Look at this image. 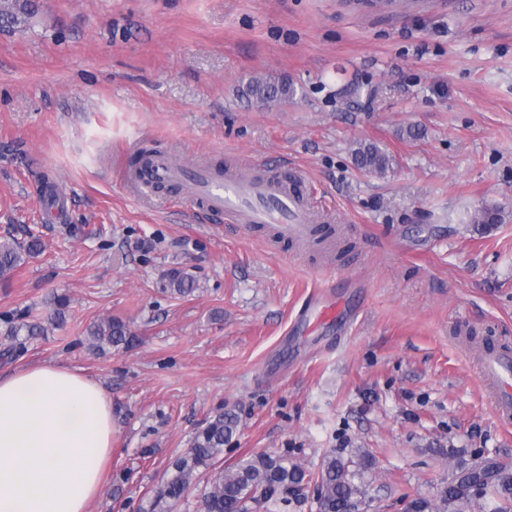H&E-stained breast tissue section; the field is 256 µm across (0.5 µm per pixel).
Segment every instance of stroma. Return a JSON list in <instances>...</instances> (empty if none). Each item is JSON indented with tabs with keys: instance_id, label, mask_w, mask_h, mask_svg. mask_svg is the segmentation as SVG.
Listing matches in <instances>:
<instances>
[{
	"instance_id": "stroma-1",
	"label": "stroma",
	"mask_w": 512,
	"mask_h": 512,
	"mask_svg": "<svg viewBox=\"0 0 512 512\" xmlns=\"http://www.w3.org/2000/svg\"><path fill=\"white\" fill-rule=\"evenodd\" d=\"M0 29V241L43 253L0 280V373L61 364L112 399V459L88 512H162L157 490L220 412L221 466L354 461L352 512H412L474 466L512 471V423L478 365L512 352V0H38ZM284 77L293 102L241 91ZM373 98L346 95L350 83ZM419 130L410 138L408 130ZM391 158L358 168L357 143ZM145 148L179 162L296 169L324 250L228 224L121 178ZM496 224H476L482 206ZM193 282L174 293L170 275ZM59 327L10 337L52 294ZM122 320L132 346L87 332ZM89 347L104 353L106 348L128 347L134 336L128 326L119 319H106L88 330Z\"/></svg>"
}]
</instances>
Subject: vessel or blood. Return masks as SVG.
I'll return each instance as SVG.
<instances>
[{
  "label": "vessel or blood",
  "mask_w": 512,
  "mask_h": 512,
  "mask_svg": "<svg viewBox=\"0 0 512 512\" xmlns=\"http://www.w3.org/2000/svg\"><path fill=\"white\" fill-rule=\"evenodd\" d=\"M132 193L151 200L156 186L176 183L199 209L223 215L228 224L273 226L282 237H306L319 216L301 178L248 179L239 170H216L204 163L185 166L166 153L149 156L138 176L127 177ZM491 400L504 420L512 419V353H486L480 365Z\"/></svg>",
  "instance_id": "1"
}]
</instances>
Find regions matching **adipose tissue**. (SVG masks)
I'll return each instance as SVG.
<instances>
[{
  "mask_svg": "<svg viewBox=\"0 0 512 512\" xmlns=\"http://www.w3.org/2000/svg\"><path fill=\"white\" fill-rule=\"evenodd\" d=\"M112 404L55 364L0 377V512H87L112 456Z\"/></svg>",
  "mask_w": 512,
  "mask_h": 512,
  "instance_id": "ef3b65f1",
  "label": "adipose tissue"
}]
</instances>
